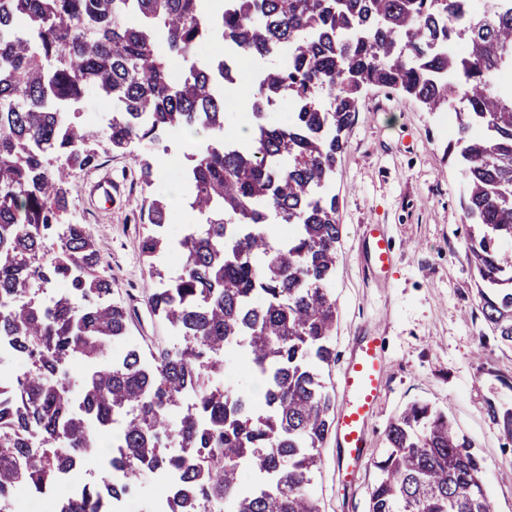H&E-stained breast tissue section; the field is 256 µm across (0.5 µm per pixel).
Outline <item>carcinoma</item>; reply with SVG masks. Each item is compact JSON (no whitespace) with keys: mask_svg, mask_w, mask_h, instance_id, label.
<instances>
[{"mask_svg":"<svg viewBox=\"0 0 512 512\" xmlns=\"http://www.w3.org/2000/svg\"><path fill=\"white\" fill-rule=\"evenodd\" d=\"M468 11V0H224L215 27L209 0H0V338L29 360L17 387L0 390V500L20 483L51 493L120 413L110 466L127 479L104 474L58 512H109L143 473L161 471L175 475L167 512H321L309 485L335 419L325 370L341 237L327 186L370 85L429 112L465 101L448 151L459 152L477 306L512 349V93L497 87L512 70V7L452 22ZM214 37L235 49L234 68L219 59L176 79L171 60ZM285 49L288 60L262 71L248 137L227 134L216 81L231 85L242 61ZM91 90L116 105L104 131L59 109ZM284 97L288 119L267 121L263 104ZM171 131L208 135L186 171L188 206L206 222L174 243L168 203L155 199L141 244L149 260L173 246L182 258L175 275L155 269L159 287L146 295L182 343L150 361L136 346L111 361L129 316L103 302L112 280L70 219L69 178L97 165L102 141L127 151ZM277 224L291 227L287 237ZM50 238L60 249L48 261ZM60 283L69 295L23 301ZM236 343L259 403L210 387ZM71 361L84 364L79 374L64 369ZM188 393L193 404L174 412ZM486 411L512 440V407L490 401ZM36 435L47 449L33 448ZM386 437L368 512H494L484 460L447 415L413 403ZM245 467L263 480L246 486Z\"/></svg>","mask_w":512,"mask_h":512,"instance_id":"carcinoma-1","label":"carcinoma"}]
</instances>
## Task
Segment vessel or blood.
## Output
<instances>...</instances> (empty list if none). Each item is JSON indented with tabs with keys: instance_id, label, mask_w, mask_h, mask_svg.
<instances>
[{
	"instance_id": "1",
	"label": "vessel or blood",
	"mask_w": 512,
	"mask_h": 512,
	"mask_svg": "<svg viewBox=\"0 0 512 512\" xmlns=\"http://www.w3.org/2000/svg\"><path fill=\"white\" fill-rule=\"evenodd\" d=\"M366 240L372 270H385L392 255L382 225H367ZM387 375L388 362L382 353L380 336L372 331L359 337L341 372L342 410L333 430L340 450V468L346 473H356L364 458L369 427Z\"/></svg>"
}]
</instances>
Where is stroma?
<instances>
[{
    "label": "stroma",
    "mask_w": 512,
    "mask_h": 512,
    "mask_svg": "<svg viewBox=\"0 0 512 512\" xmlns=\"http://www.w3.org/2000/svg\"><path fill=\"white\" fill-rule=\"evenodd\" d=\"M274 57L251 60L230 90L236 98L225 127L236 131L252 120L246 108L256 86L248 72L274 64ZM329 191L338 201L341 241L331 283L336 298L332 343L336 359L326 378L335 387L361 328L380 329L390 372L370 426L369 454L355 483L337 473L336 445L326 440L322 465L309 489L322 512H368L374 463L387 446L386 428L406 406L424 402L445 412L487 461L484 483L495 512H512V444L486 412L488 401L512 407V350L487 333L477 310L476 273L467 250L468 228L460 206V177L448 153L443 115L429 112L398 91L368 87L360 96L351 128L344 135ZM204 136L166 135L159 149L105 151L96 167L71 178L74 221L87 225L101 255L100 271L112 281V302L129 313L130 342L153 351L173 345L170 326L145 304L158 284L140 242L150 231L139 223L151 201L166 197L175 225L199 223L184 197H173L180 179L167 165L168 152L191 157ZM150 155L153 186H144L137 157ZM111 172V202L89 193L90 181ZM383 225L395 242L390 269L376 274L367 266L361 242L365 225Z\"/></svg>",
    "instance_id": "35a3bbf8"
}]
</instances>
